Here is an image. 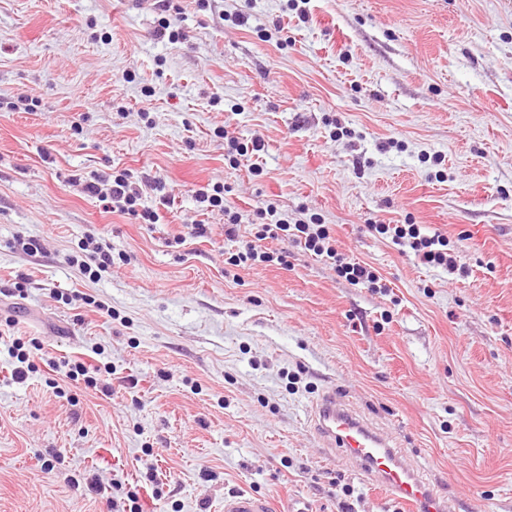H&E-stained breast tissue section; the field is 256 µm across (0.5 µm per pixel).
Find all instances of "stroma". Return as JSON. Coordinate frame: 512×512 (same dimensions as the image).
Returning a JSON list of instances; mask_svg holds the SVG:
<instances>
[{
    "instance_id": "1",
    "label": "stroma",
    "mask_w": 512,
    "mask_h": 512,
    "mask_svg": "<svg viewBox=\"0 0 512 512\" xmlns=\"http://www.w3.org/2000/svg\"><path fill=\"white\" fill-rule=\"evenodd\" d=\"M175 4L0 0V333L42 344L22 381L0 344V512H112L134 490L143 512L240 491L401 512L310 427L330 387L454 512H512V0ZM231 140L262 149L234 164ZM121 170L158 223L85 193ZM216 186L235 238L196 200ZM269 205L318 215L384 290L289 240L264 242L287 266L227 265ZM375 220L447 236L457 270ZM91 241L117 256L98 280L69 262ZM64 360L109 368L111 393Z\"/></svg>"
}]
</instances>
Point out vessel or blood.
I'll list each match as a JSON object with an SVG mask.
<instances>
[{
	"mask_svg": "<svg viewBox=\"0 0 512 512\" xmlns=\"http://www.w3.org/2000/svg\"><path fill=\"white\" fill-rule=\"evenodd\" d=\"M311 423L327 447L338 451L374 486L395 498L403 512H452L423 476L417 455L395 446L367 419L328 388L315 405ZM266 501L251 494L226 497L223 512H267Z\"/></svg>",
	"mask_w": 512,
	"mask_h": 512,
	"instance_id": "vessel-or-blood-1",
	"label": "vessel or blood"
}]
</instances>
